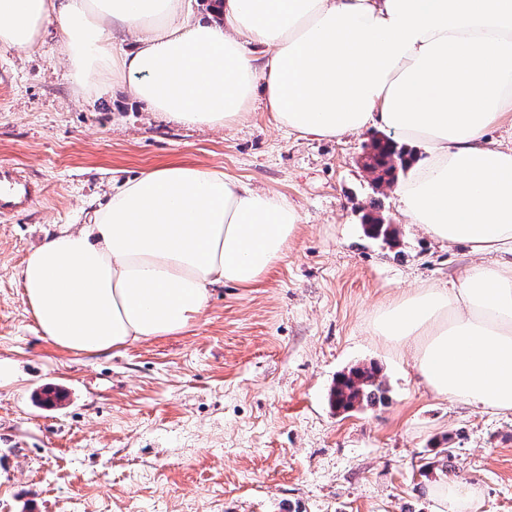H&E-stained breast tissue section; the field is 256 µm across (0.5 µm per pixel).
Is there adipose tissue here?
Here are the masks:
<instances>
[{
  "instance_id": "1",
  "label": "adipose tissue",
  "mask_w": 512,
  "mask_h": 512,
  "mask_svg": "<svg viewBox=\"0 0 512 512\" xmlns=\"http://www.w3.org/2000/svg\"><path fill=\"white\" fill-rule=\"evenodd\" d=\"M0 0V46L33 48L47 23L88 87L108 75L167 121L226 128L261 99L276 127L339 140L379 125L424 143L394 187L409 223L477 262L456 284L383 307L374 335L411 349L434 394L512 413V0ZM127 36L121 54L110 41ZM301 216L287 197L223 169L168 164L113 186L21 270L43 337L77 354L183 333L213 286L249 288ZM491 262H483V255ZM436 512H475L476 486L430 487Z\"/></svg>"
}]
</instances>
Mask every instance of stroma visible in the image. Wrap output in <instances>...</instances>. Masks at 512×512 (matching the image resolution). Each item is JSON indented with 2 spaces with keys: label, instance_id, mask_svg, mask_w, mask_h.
<instances>
[{
  "label": "stroma",
  "instance_id": "stroma-1",
  "mask_svg": "<svg viewBox=\"0 0 512 512\" xmlns=\"http://www.w3.org/2000/svg\"><path fill=\"white\" fill-rule=\"evenodd\" d=\"M381 134L300 138L258 102L226 129L168 122L127 83L81 87L54 22L28 52L0 49V165L45 189L0 216V512H433L427 488L449 478L480 488L478 512H512V414L436 396L373 334L394 297L473 260L374 183L362 157ZM176 163L287 196L302 222L285 254L253 287L212 288L180 335L58 348L23 297L26 257L113 184ZM369 216L396 238L368 236ZM369 362L384 402L333 409L336 376Z\"/></svg>",
  "mask_w": 512,
  "mask_h": 512
}]
</instances>
